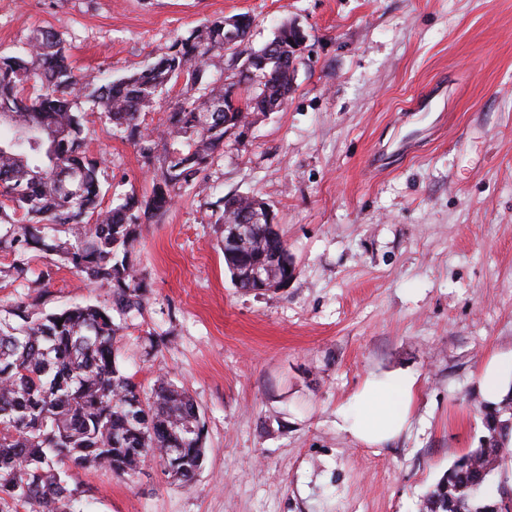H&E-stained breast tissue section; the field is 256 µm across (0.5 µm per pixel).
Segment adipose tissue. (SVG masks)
Wrapping results in <instances>:
<instances>
[{
  "instance_id": "ef3b65f1",
  "label": "adipose tissue",
  "mask_w": 512,
  "mask_h": 512,
  "mask_svg": "<svg viewBox=\"0 0 512 512\" xmlns=\"http://www.w3.org/2000/svg\"><path fill=\"white\" fill-rule=\"evenodd\" d=\"M414 387V378L406 375L367 380L354 397L355 413L342 416L343 430L368 444L397 438L409 426Z\"/></svg>"
}]
</instances>
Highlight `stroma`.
<instances>
[{"mask_svg": "<svg viewBox=\"0 0 512 512\" xmlns=\"http://www.w3.org/2000/svg\"><path fill=\"white\" fill-rule=\"evenodd\" d=\"M248 14L244 49L308 35L287 105L226 139L197 186L143 229L153 292L119 358L167 375L207 429L188 486L158 462L132 484L78 471L84 512H422L486 433L482 375L512 357V0H0V52L34 29L118 79L199 24ZM86 149L113 192L150 177L97 116ZM268 204L296 266L236 288L212 202ZM106 291L60 270L44 307ZM164 346L147 351V333ZM415 378L409 428L373 445L337 423L372 376Z\"/></svg>", "mask_w": 512, "mask_h": 512, "instance_id": "1", "label": "stroma"}]
</instances>
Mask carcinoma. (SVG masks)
I'll return each instance as SVG.
<instances>
[{
  "label": "carcinoma",
  "instance_id": "1",
  "mask_svg": "<svg viewBox=\"0 0 512 512\" xmlns=\"http://www.w3.org/2000/svg\"><path fill=\"white\" fill-rule=\"evenodd\" d=\"M236 18L233 43L224 45L217 18L117 81L78 71L49 27L34 30L23 52L0 54V279L27 289L0 317V512H81L79 470L104 466L131 482L157 459L167 477L188 485L202 466L205 423L193 397L166 377L145 390L120 365L117 343L147 305L150 284L138 262L143 227L196 184L244 119L281 108L293 90L288 55L302 59L307 36L286 21L264 46L233 57L231 81L209 73L214 59L249 37L251 17ZM177 85L182 99L165 113L162 131H150L146 114L161 89ZM87 100L151 173L148 190L105 208L103 159L85 148ZM255 202L219 199L215 223H242ZM222 249L244 291L277 288L295 275L273 260L288 251L276 224H249L244 239ZM38 254L51 263L35 275ZM60 269L106 289L110 304L43 310V288ZM480 413L487 435L448 468L423 512H484L491 500L481 490L509 451L502 432L512 431V388Z\"/></svg>",
  "mask_w": 512,
  "mask_h": 512
}]
</instances>
